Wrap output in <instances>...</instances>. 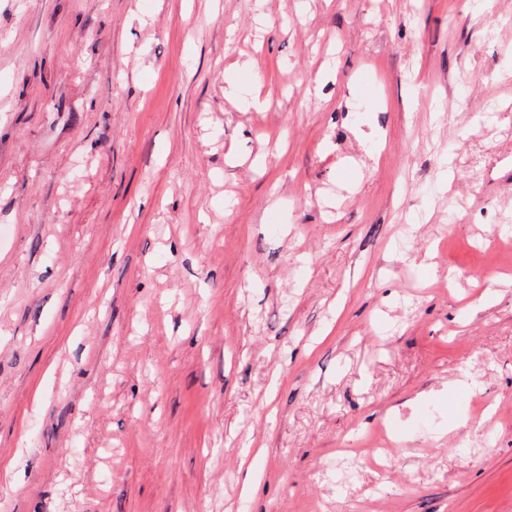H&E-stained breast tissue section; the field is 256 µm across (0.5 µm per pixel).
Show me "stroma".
<instances>
[{
  "label": "stroma",
  "mask_w": 512,
  "mask_h": 512,
  "mask_svg": "<svg viewBox=\"0 0 512 512\" xmlns=\"http://www.w3.org/2000/svg\"><path fill=\"white\" fill-rule=\"evenodd\" d=\"M0 512H512V0H0Z\"/></svg>",
  "instance_id": "35a3bbf8"
}]
</instances>
